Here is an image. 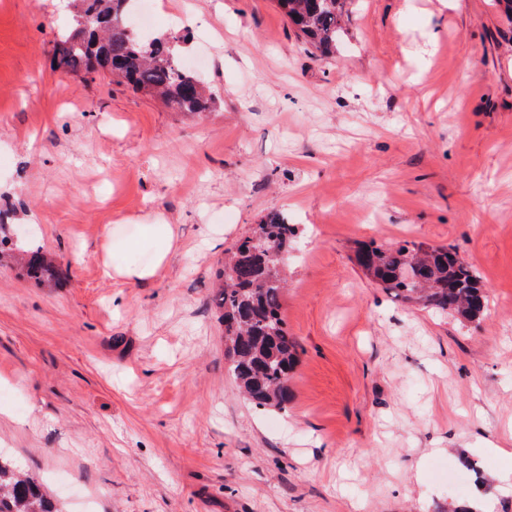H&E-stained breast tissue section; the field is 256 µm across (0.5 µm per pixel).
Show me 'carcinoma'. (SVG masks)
Listing matches in <instances>:
<instances>
[{"mask_svg":"<svg viewBox=\"0 0 512 512\" xmlns=\"http://www.w3.org/2000/svg\"><path fill=\"white\" fill-rule=\"evenodd\" d=\"M288 21L322 55L344 34L347 0H277ZM135 0H74L70 25L53 47L56 67L93 80L109 74L119 85L155 97L173 109L200 116L215 103L206 86L178 60L164 36L142 35L131 23ZM254 234L240 241L217 273L211 302L221 311L225 356L239 392L251 404L282 410L292 398L288 385L298 364V342L282 313V265L295 237L293 225L268 213ZM11 258L26 274L44 281L56 276L53 261L39 248L19 249L0 237V261ZM355 261L386 292L467 321L487 307V291L475 267L452 248L414 241L398 245L371 240L357 244ZM0 512H56L51 498L28 474L0 457Z\"/></svg>","mask_w":512,"mask_h":512,"instance_id":"1","label":"carcinoma"}]
</instances>
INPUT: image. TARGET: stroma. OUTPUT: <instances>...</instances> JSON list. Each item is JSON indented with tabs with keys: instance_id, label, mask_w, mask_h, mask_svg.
I'll use <instances>...</instances> for the list:
<instances>
[{
	"instance_id": "1",
	"label": "stroma",
	"mask_w": 512,
	"mask_h": 512,
	"mask_svg": "<svg viewBox=\"0 0 512 512\" xmlns=\"http://www.w3.org/2000/svg\"><path fill=\"white\" fill-rule=\"evenodd\" d=\"M70 0H0V451L62 512H512V22L496 0H348L332 56L277 0H153L208 84L191 117L56 70ZM207 66H200L199 58ZM298 238L285 410L228 372L210 301L269 211ZM167 224L174 243L148 263ZM448 246L475 323L395 301L362 241ZM421 481H414L413 470ZM8 243L5 235L0 237V262L5 258L19 262L25 268L26 274L36 281L49 280L56 276L53 261L41 249L24 250L9 246Z\"/></svg>"
}]
</instances>
